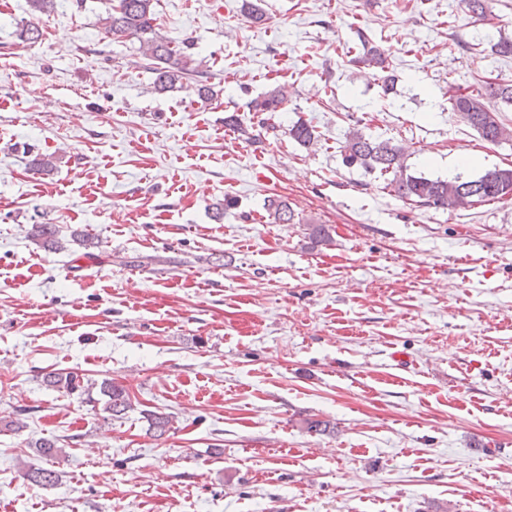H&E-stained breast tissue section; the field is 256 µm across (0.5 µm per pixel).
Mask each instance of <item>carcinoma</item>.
Wrapping results in <instances>:
<instances>
[{
  "label": "carcinoma",
  "instance_id": "cac0c4a2",
  "mask_svg": "<svg viewBox=\"0 0 512 512\" xmlns=\"http://www.w3.org/2000/svg\"><path fill=\"white\" fill-rule=\"evenodd\" d=\"M118 5L102 19L105 37L112 41L122 42L135 39L139 42V50L143 58L151 61L155 74L153 88L157 92H167L175 88L176 83L184 78L197 77L200 71L195 64L193 43L185 41L175 45L162 35L155 25L153 0H117ZM358 50L355 61L376 69L382 73L384 86L394 82L393 75L388 73V57L383 50L370 44L362 32H357ZM498 99L512 105V83L491 84L486 91L457 90L450 96L453 111L457 112L463 122L473 128L479 136L489 142L496 143L512 133L499 118L498 112L486 105L485 97ZM288 105V90L276 86L250 102V111L261 117V127L272 129L271 120L276 113L285 110ZM233 126L239 136L256 143L260 135L244 126L235 115L224 118ZM290 137L301 145H309L317 139L314 127L297 122L289 128ZM341 153L345 163L357 166L364 171L378 173L384 177L391 176L387 186L402 201L418 206L431 207L438 210L454 211L506 197L512 198V167L494 168L472 180L458 177L448 179H430L407 173L404 164L403 147L389 140L367 135L358 129L346 134ZM30 168L41 174H50L56 169V158L51 154L37 153L30 159ZM268 219L273 224H294L296 214L287 201L279 197H271L265 202ZM27 237L48 249H63L61 230L56 224H33L27 231ZM44 382L59 391L68 394L85 392L81 379L74 373L51 372L44 377ZM104 398L103 411L111 418H121L133 409L129 393L120 385L104 380L99 386ZM149 434L155 439L163 438L170 430L171 416L151 411L146 414ZM24 477L37 485L52 487L59 481V472L52 468L29 467Z\"/></svg>",
  "mask_w": 512,
  "mask_h": 512
}]
</instances>
